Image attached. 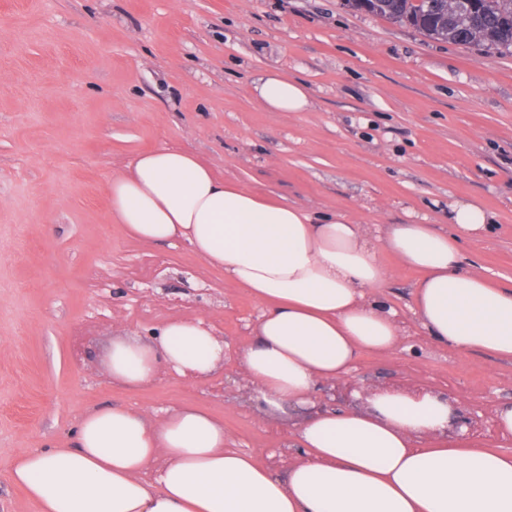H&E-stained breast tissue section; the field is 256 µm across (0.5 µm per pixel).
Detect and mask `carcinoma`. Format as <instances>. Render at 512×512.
I'll return each instance as SVG.
<instances>
[{
  "mask_svg": "<svg viewBox=\"0 0 512 512\" xmlns=\"http://www.w3.org/2000/svg\"><path fill=\"white\" fill-rule=\"evenodd\" d=\"M460 0H344V5L395 23H407L432 40L463 46L512 51V0H472L474 10L461 11Z\"/></svg>",
  "mask_w": 512,
  "mask_h": 512,
  "instance_id": "cac0c4a2",
  "label": "carcinoma"
}]
</instances>
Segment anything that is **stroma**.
<instances>
[{"mask_svg":"<svg viewBox=\"0 0 512 512\" xmlns=\"http://www.w3.org/2000/svg\"><path fill=\"white\" fill-rule=\"evenodd\" d=\"M307 86L305 112H269L270 71ZM195 154L227 181L383 235L450 231L449 203L495 216L464 263L512 284V54L433 41L343 0H0V512H38L9 474L26 450L68 448L79 419L125 404L153 421L184 403L223 418L228 445L282 470L288 417L242 405L240 355L262 312L183 242L144 244L113 223L106 185L147 150ZM375 294L405 334L352 372L363 388L447 393L482 421L475 444L512 455L496 407L512 358L434 342L412 306L419 272L376 244ZM204 318L224 340L205 379L161 369L112 378L117 336Z\"/></svg>","mask_w":512,"mask_h":512,"instance_id":"obj_1","label":"stroma"}]
</instances>
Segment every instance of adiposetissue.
<instances>
[{
  "mask_svg": "<svg viewBox=\"0 0 512 512\" xmlns=\"http://www.w3.org/2000/svg\"><path fill=\"white\" fill-rule=\"evenodd\" d=\"M270 112H304L302 82L281 74L257 86ZM113 223L143 243L187 242L262 305L242 365L253 406L301 409L297 456L275 472L227 448L224 422L192 404L155 423L125 405L84 416L69 448L27 451L11 481L39 512H512V455L471 447L452 431L444 394L374 395L362 409L314 412L320 385L348 377L362 353L382 355L402 334L396 311L374 294L389 277L372 228L341 213L269 200L219 179L195 155L141 153L107 184ZM448 234L392 224L385 245L418 270L414 313L436 343L512 357V287L464 267L458 234L494 222L475 201L448 207ZM223 348L203 321L174 320L151 338H117L113 380L134 389L160 367L201 378ZM155 465L153 482L142 474Z\"/></svg>",
  "mask_w": 512,
  "mask_h": 512,
  "instance_id": "1",
  "label": "adipose tissue"
}]
</instances>
